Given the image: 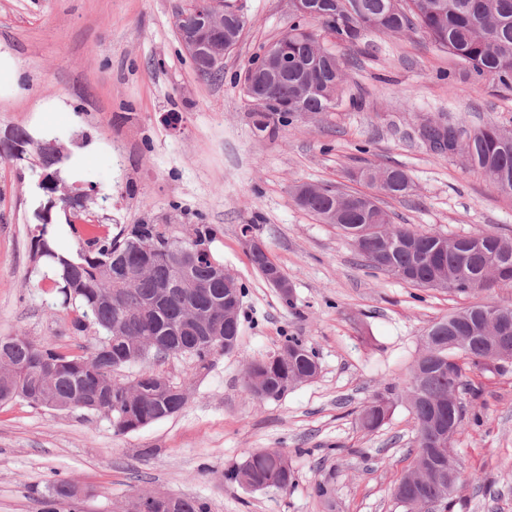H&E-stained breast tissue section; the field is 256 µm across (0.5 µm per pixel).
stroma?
<instances>
[{"mask_svg":"<svg viewBox=\"0 0 512 512\" xmlns=\"http://www.w3.org/2000/svg\"><path fill=\"white\" fill-rule=\"evenodd\" d=\"M230 2L247 27L224 56L222 80L209 82L178 42L183 0H0V136L20 127L67 143L77 160L69 183L91 194L90 216L110 232L211 225L215 257L246 288L234 352L207 370L186 357L157 363L188 390L173 417L119 434L81 410L0 406V512H42L55 476L85 489V512H118L136 491L199 496L210 512H405L392 490L410 464L411 416L401 404L367 430L358 411L376 391L404 389L432 322L473 304L512 305V288L423 289L370 269L336 226L294 200L301 183L368 191L358 172L395 166L412 182L408 195L383 200L395 223L512 237V193L421 137L431 120L464 135L512 127V86L477 76L420 33L372 30L353 47L328 35L346 73L341 103L261 133L239 78L287 32L292 5ZM41 200L26 163L0 159V336L79 354L96 330L70 331L69 312L30 260ZM246 224L291 282L292 306L252 265ZM289 336L313 348L319 373L259 401L243 374ZM458 396L484 419L454 442L463 476L450 512H512V370H467ZM264 448L288 456V491L226 479ZM322 480L335 487L333 503L314 493Z\"/></svg>","mask_w":512,"mask_h":512,"instance_id":"1","label":"stroma"}]
</instances>
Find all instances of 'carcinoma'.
Returning a JSON list of instances; mask_svg holds the SVG:
<instances>
[{
    "label": "carcinoma",
    "instance_id": "obj_1",
    "mask_svg": "<svg viewBox=\"0 0 512 512\" xmlns=\"http://www.w3.org/2000/svg\"><path fill=\"white\" fill-rule=\"evenodd\" d=\"M323 13L313 21L350 45L357 44L368 30L379 24L388 33L425 34L435 45L458 58L478 76L491 75L504 85L512 83V0H402L400 9L390 8V0H325ZM297 21L283 41L288 52L299 57L311 52L306 42L321 39L318 30L307 26L308 16L296 14ZM322 54L307 59V77L313 90L299 97L298 74L290 72L275 85L282 103H296L286 112L253 110V125L260 132H275L279 123L294 114L318 115L337 103L346 74L336 56L325 45ZM461 136L459 129L431 121L422 127V137L432 149L444 150L448 138ZM470 166L482 172L496 189L502 182L512 185V131L496 125L475 129ZM361 177L386 196L406 195L409 176L401 169L364 170ZM334 189L320 187L299 206L321 220L332 210ZM78 248L73 253L57 249L51 222L37 221L31 231L30 249L34 262L52 272L51 288L59 295L58 305L74 312L69 330L79 334L89 327L101 334L89 353H65L50 343H37L15 333L0 336V362L12 369L0 372V405L22 400L34 407L56 411L72 408L104 416L121 434L138 431L179 413L186 400L163 385L164 376L152 363L160 359L158 349L173 356H188L201 369L214 359L235 349L240 322L230 326L224 315L211 321L206 336L194 318L215 306L224 305L226 288L218 275L223 267L217 259H202L186 276L194 288L158 291V282L171 273L172 252L191 246V237L213 243L217 231L209 224H194L179 235L170 224H132L112 234L101 233L92 224L68 220ZM336 226L362 231L368 266L417 287L439 278L448 289L459 292L512 288V274L488 280L485 271L493 266L512 268V238L494 233L450 238L438 248L437 234L406 224H395L380 203L336 210ZM120 257L133 271L128 281L112 278V260ZM148 267L146 276L139 270ZM483 306L462 308L433 322L426 329L424 350L429 354L421 375L408 380L405 390L387 388L374 393L363 406L357 420L361 427L377 429L392 410L404 402L415 426L412 465L432 453L431 437L448 431V420L457 430L465 425V410L460 406L448 412V394L459 391L465 375L464 365L499 370L512 360V335L500 337L470 350L449 347L454 336L480 335L477 321ZM138 364L133 380L118 382L114 374ZM256 383L259 400L280 399L301 377L313 378L318 371L317 356L307 343L288 336L280 350L248 364ZM229 481L247 488L290 489L295 475L288 457L279 449L250 452L242 463L226 473ZM81 497L73 484L55 479L48 486L43 512H57L67 503L78 512ZM123 512H168L165 503L151 492L139 491L129 497ZM175 512H210L199 497H176Z\"/></svg>",
    "mask_w": 512,
    "mask_h": 512
}]
</instances>
